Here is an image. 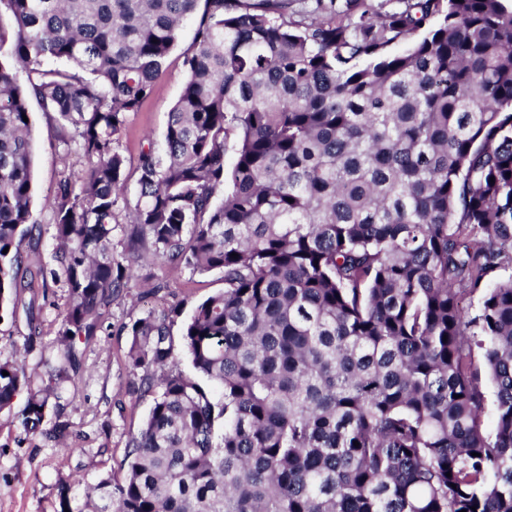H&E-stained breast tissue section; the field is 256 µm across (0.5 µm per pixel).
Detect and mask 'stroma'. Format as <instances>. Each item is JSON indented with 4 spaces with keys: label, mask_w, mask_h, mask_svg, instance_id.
Returning <instances> with one entry per match:
<instances>
[{
    "label": "stroma",
    "mask_w": 512,
    "mask_h": 512,
    "mask_svg": "<svg viewBox=\"0 0 512 512\" xmlns=\"http://www.w3.org/2000/svg\"><path fill=\"white\" fill-rule=\"evenodd\" d=\"M194 21H186L177 46L169 55L153 96L139 111L130 113L120 150L125 158L128 200L138 190V159L143 148L163 153L169 113L178 100L186 78L183 53L190 46ZM28 111L34 147L32 211L44 233L24 249L42 265L52 266L54 242L49 233L52 213L48 202L63 170L71 168L74 156L65 154L55 122L36 98H29ZM217 272L201 274L187 268L174 269L157 258L151 246H143L132 265V279L103 315L102 328L84 348L81 367L68 383L59 406L50 407L44 428L68 426L66 445L43 434H32L9 413H0V512H56L60 483L70 486L73 512H91L84 490L107 476L122 477L130 439L141 429L153 397L141 392L140 373L127 366L131 338L129 328L148 311L179 309L170 327L177 347L169 368L191 373L180 342L183 324L202 300L223 289ZM22 301H35L40 309L34 323L25 315L0 320V360L24 355L28 368H35L42 347L55 342L59 314L67 301L60 283L35 280ZM33 348H26V341Z\"/></svg>",
    "instance_id": "1"
}]
</instances>
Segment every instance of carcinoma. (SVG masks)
Instances as JSON below:
<instances>
[{"label": "carcinoma", "instance_id": "1", "mask_svg": "<svg viewBox=\"0 0 512 512\" xmlns=\"http://www.w3.org/2000/svg\"><path fill=\"white\" fill-rule=\"evenodd\" d=\"M309 2L0 0V319L43 233L28 97L83 163L38 270L67 288L58 339L39 375L0 361V411L25 391L14 418L39 429L144 240L224 280L183 326L194 375L142 377L151 408L95 512H512V274L490 279L512 269V7ZM189 17L118 260L126 117ZM176 315L131 325V370L173 359Z\"/></svg>", "mask_w": 512, "mask_h": 512}]
</instances>
